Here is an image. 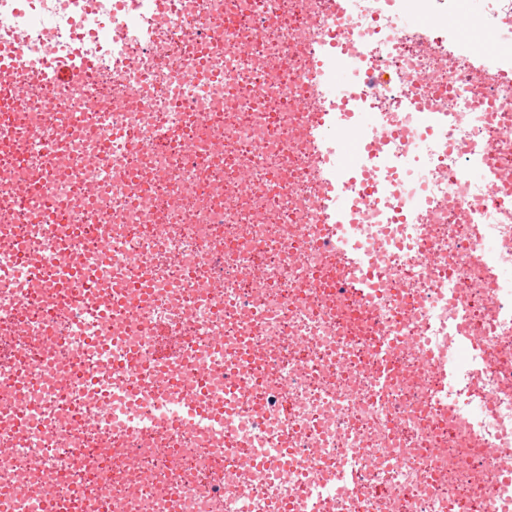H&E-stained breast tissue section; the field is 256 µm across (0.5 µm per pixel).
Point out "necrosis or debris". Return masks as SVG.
<instances>
[{
  "label": "necrosis or debris",
  "mask_w": 512,
  "mask_h": 512,
  "mask_svg": "<svg viewBox=\"0 0 512 512\" xmlns=\"http://www.w3.org/2000/svg\"><path fill=\"white\" fill-rule=\"evenodd\" d=\"M0 0V52L19 49L18 77L39 72L34 99L0 140L43 160L69 154L36 190L0 151V493L7 512H268L272 498L305 512H512L498 481L512 451V83L480 89L454 49L447 0ZM424 14L404 31L402 16ZM350 41L321 46L324 32ZM121 30L118 39L108 31ZM88 59L60 96L41 74L46 52ZM348 66L338 140L370 135L355 112L399 129L383 156L402 171L370 190L339 173L353 201L340 233L362 249L374 298L337 271L333 313L317 292L332 251L320 244L317 160L295 100L306 77ZM477 163L487 180H464ZM416 205L410 223L401 203ZM484 249L500 275L467 259ZM66 260L89 288L51 292ZM166 325L179 350L166 374L174 403L223 420L130 434L124 416L153 407L150 380L100 364L144 361ZM487 337L486 371L459 345ZM395 337L387 402L372 395L375 342ZM456 353V398L433 399L410 347ZM241 366L252 401L226 384ZM360 483L332 481L350 449Z\"/></svg>",
  "instance_id": "necrosis-or-debris-1"
}]
</instances>
